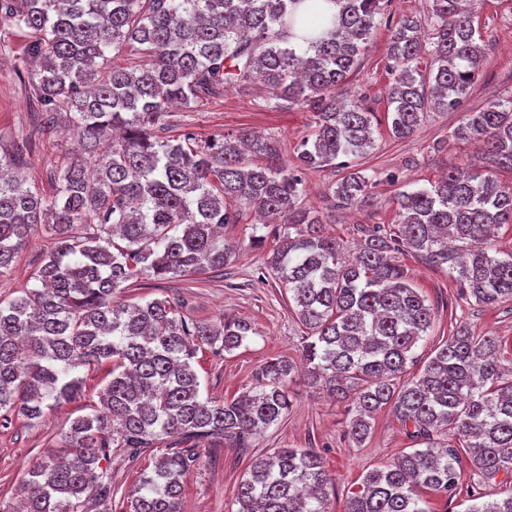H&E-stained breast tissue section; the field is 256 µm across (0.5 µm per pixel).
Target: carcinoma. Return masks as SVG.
Here are the masks:
<instances>
[{"label":"carcinoma","mask_w":512,"mask_h":512,"mask_svg":"<svg viewBox=\"0 0 512 512\" xmlns=\"http://www.w3.org/2000/svg\"><path fill=\"white\" fill-rule=\"evenodd\" d=\"M0 0L5 16L34 35V99L47 115L77 129L78 153L61 169L47 201L0 158V278L10 274L39 226L51 237L31 274L39 286L0 301V412L33 421L81 398L88 373L106 371L92 412L71 422L57 447L22 481L23 512H109L112 481L101 462L123 448L135 459L164 438L175 446L140 475L121 512H183L202 442L241 448L281 421L299 382L353 402L347 434L358 447L376 414L390 409L421 447L364 472L346 493L344 512H432L427 495L450 497L462 455L477 484L512 475V345L496 336L452 330L418 374L413 348L435 313L396 259L401 251L448 262V243L489 241L512 224V95L467 112L451 132L483 143L482 169L450 170L429 189L396 192L400 229H364L352 258L325 231L326 218L303 202L302 173L334 164L347 170L331 188L338 209L372 206L380 183L348 163L373 148L376 112L340 98L372 46L388 0ZM431 36L404 16L389 26L388 134L411 137L430 112L456 111L488 64L462 0H432ZM136 47L143 59L122 69L107 53ZM432 55L421 69L422 52ZM256 74L278 108L304 106L314 127L297 163L242 166V155H271L275 143L240 128L202 140L161 139L170 107H185L242 86ZM281 223L266 260L288 291V309L306 336L302 366L284 358L262 365L255 386L220 400L201 394L197 349L231 353L252 327L186 317L175 299L121 298L143 275L189 283L224 268L237 246L221 229L240 208ZM466 301H512V252L478 249L457 263ZM450 436L444 446L437 436ZM334 490L311 448H276L253 458L234 512H327ZM465 512H512V494Z\"/></svg>","instance_id":"carcinoma-1"}]
</instances>
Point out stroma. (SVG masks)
<instances>
[{"instance_id":"1","label":"stroma","mask_w":512,"mask_h":512,"mask_svg":"<svg viewBox=\"0 0 512 512\" xmlns=\"http://www.w3.org/2000/svg\"><path fill=\"white\" fill-rule=\"evenodd\" d=\"M474 14L489 46L488 65L461 110L428 114L413 136L403 140L390 137L382 127L375 131L374 149L360 157L358 164L396 173L398 181L377 187L371 211L348 209L332 214L329 230L347 247L360 241L361 227L391 224L395 215L392 198L397 190L424 188L448 170H467L475 164L478 145L454 143L449 135L464 113L481 109L491 96L512 94V0H477ZM32 41L28 29L8 20L0 22V156L13 157L28 185L49 196L60 169L75 153L76 138L70 132H42L45 116L31 96L36 70L26 62ZM387 43V29H379L373 48L362 57L349 80L354 97L365 98L378 113L387 112L389 106ZM310 122L307 109L268 107L266 89L255 80L246 87H230L224 94L200 99L193 107H174L167 124L157 134L169 138L188 131L206 138L246 127L275 141V161L292 164ZM265 232L255 213L245 211L241 223L224 228L225 239L240 248L224 273L198 276L190 287L175 279L144 277L124 291L123 298L129 302L164 294L180 296L184 314L197 321L243 319L252 325V334L233 352L216 355L206 348L199 350L194 368L203 395L233 397L253 386L256 373L265 362L301 355L303 328L288 310L284 288L265 269L270 246L258 240ZM49 245L45 229L32 233L11 274L0 278V297L15 296L25 287ZM399 260L435 312L429 336L414 349L419 359H426L436 344L447 339L452 326L460 324L476 334L490 333L512 342V302L491 307L468 303L459 295L451 264H435L412 253L400 255ZM99 390L100 378L92 376L80 399L45 411L34 423L14 418L0 426V489L7 502H16L29 467L56 445L75 417L88 414L90 404L98 400ZM292 391L293 405L286 418L254 436L248 447L227 448L213 443L200 447L199 464L187 481L184 512H230L250 459L275 448L316 449L336 484L330 497L331 512H343L346 491L363 472L389 463L415 446L405 428L386 409L377 414L371 437L363 446H355L344 434L347 402L298 384L293 385ZM169 445V440L159 441L135 460L129 459L123 449H113L108 462L113 501H121L137 484L143 470L152 468L155 457L166 452ZM474 489L487 500L501 499L512 492V477L500 475L479 487L472 480L463 479L451 501L433 497L434 512H466Z\"/></svg>"}]
</instances>
